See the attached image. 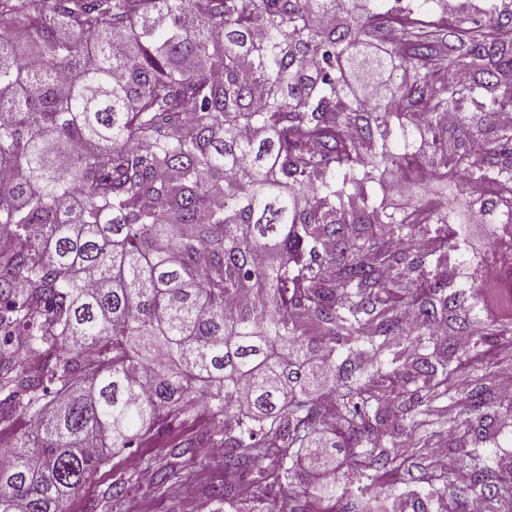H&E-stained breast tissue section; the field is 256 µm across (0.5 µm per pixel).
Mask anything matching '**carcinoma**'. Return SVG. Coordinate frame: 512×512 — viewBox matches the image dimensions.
Masks as SVG:
<instances>
[{
    "label": "carcinoma",
    "instance_id": "1",
    "mask_svg": "<svg viewBox=\"0 0 512 512\" xmlns=\"http://www.w3.org/2000/svg\"><path fill=\"white\" fill-rule=\"evenodd\" d=\"M351 2L0 0V425L29 416L0 512H67L112 449L193 412L224 512H265L316 435L347 482L297 512L415 510L455 480L428 463L450 434L512 512L468 447L512 325L448 270L475 216L512 271V0L448 31L429 0ZM388 174L428 194L391 204ZM479 288H476L475 300L470 299V302H477V312L479 313V319L482 323H493V324H508L512 322V310L508 309L507 312H491L485 306L487 295V288L482 282L475 283Z\"/></svg>",
    "mask_w": 512,
    "mask_h": 512
}]
</instances>
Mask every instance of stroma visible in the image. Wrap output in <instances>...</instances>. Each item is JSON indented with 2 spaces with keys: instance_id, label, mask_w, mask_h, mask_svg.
I'll list each match as a JSON object with an SVG mask.
<instances>
[{
  "instance_id": "obj_1",
  "label": "stroma",
  "mask_w": 512,
  "mask_h": 512,
  "mask_svg": "<svg viewBox=\"0 0 512 512\" xmlns=\"http://www.w3.org/2000/svg\"><path fill=\"white\" fill-rule=\"evenodd\" d=\"M486 398L488 406L479 428L482 445L512 459V430L501 424L500 393L495 383H488ZM209 424V417L203 414L164 420L158 438L112 455L91 482L68 501L67 512H185L189 500L196 512H217L212 492L224 484L222 457L184 445ZM164 468L175 470L177 476L160 486L157 473ZM119 481L126 486L124 494L111 496L112 483Z\"/></svg>"
}]
</instances>
